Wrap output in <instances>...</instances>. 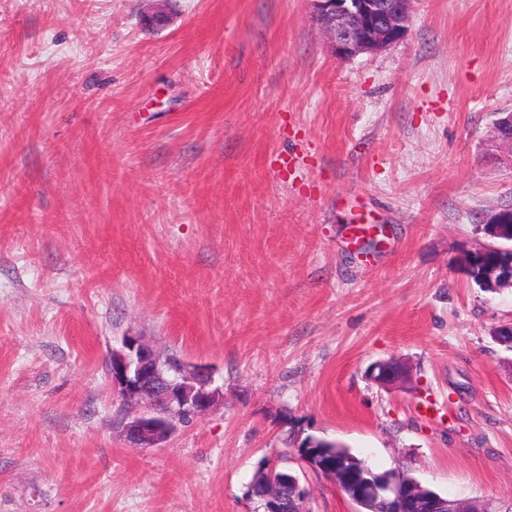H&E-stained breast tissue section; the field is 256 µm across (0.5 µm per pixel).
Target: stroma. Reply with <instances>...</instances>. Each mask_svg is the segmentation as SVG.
Returning a JSON list of instances; mask_svg holds the SVG:
<instances>
[{"label": "stroma", "mask_w": 512, "mask_h": 512, "mask_svg": "<svg viewBox=\"0 0 512 512\" xmlns=\"http://www.w3.org/2000/svg\"><path fill=\"white\" fill-rule=\"evenodd\" d=\"M152 8L0 0V512H253L266 461L353 512L297 435L512 512V288L460 268L512 207V0H416L349 59L310 0ZM128 332L223 405L131 447ZM410 367L400 359L377 361L368 368L369 379L380 387L400 386L410 378Z\"/></svg>", "instance_id": "1"}]
</instances>
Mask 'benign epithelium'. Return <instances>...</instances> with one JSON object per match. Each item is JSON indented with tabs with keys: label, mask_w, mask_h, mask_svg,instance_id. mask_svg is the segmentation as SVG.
<instances>
[{
	"label": "benign epithelium",
	"mask_w": 512,
	"mask_h": 512,
	"mask_svg": "<svg viewBox=\"0 0 512 512\" xmlns=\"http://www.w3.org/2000/svg\"><path fill=\"white\" fill-rule=\"evenodd\" d=\"M317 24L336 55L353 57L374 53L403 40L414 0H310ZM498 142L512 156V113L496 120ZM491 234L505 238L506 247L491 245L501 259L481 266L480 277L496 292L512 288V208L497 213L489 224ZM107 371L113 390L126 414L121 429L126 440L140 448H157L188 417L202 416L224 399L211 369L183 359L172 360L142 337L122 336L112 348ZM369 379L380 387L400 386L410 378V367L400 359L377 361L368 368ZM307 467L329 479L364 512H484L464 502L428 493L411 480L389 474L378 481L368 468L354 460L334 463L315 456ZM263 495L256 512H305L310 489L290 473L267 467L257 477Z\"/></svg>",
	"instance_id": "obj_1"
}]
</instances>
